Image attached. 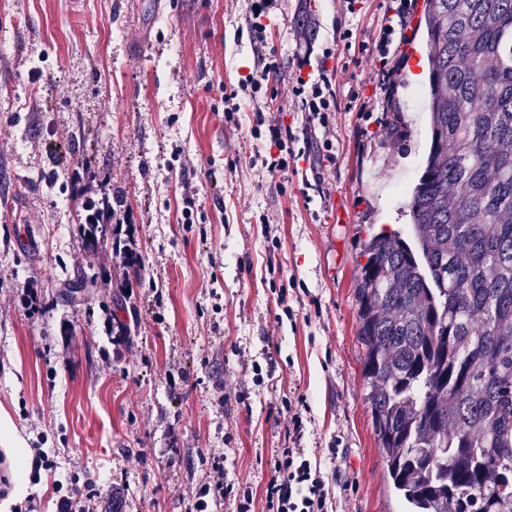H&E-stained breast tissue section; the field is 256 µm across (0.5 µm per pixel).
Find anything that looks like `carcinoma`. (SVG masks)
Returning <instances> with one entry per match:
<instances>
[{
	"mask_svg": "<svg viewBox=\"0 0 512 512\" xmlns=\"http://www.w3.org/2000/svg\"><path fill=\"white\" fill-rule=\"evenodd\" d=\"M431 140L412 239L364 242L356 296L367 404L411 512H512V0H425ZM82 246L108 243L84 205ZM82 271L74 297L91 287Z\"/></svg>",
	"mask_w": 512,
	"mask_h": 512,
	"instance_id": "1",
	"label": "carcinoma"
}]
</instances>
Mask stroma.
I'll return each mask as SVG.
<instances>
[{
    "instance_id": "35a3bbf8",
    "label": "stroma",
    "mask_w": 512,
    "mask_h": 512,
    "mask_svg": "<svg viewBox=\"0 0 512 512\" xmlns=\"http://www.w3.org/2000/svg\"><path fill=\"white\" fill-rule=\"evenodd\" d=\"M250 5L0 0V512L64 496L188 512L218 456L262 512L297 398L328 512H401L366 404L356 273L372 227L406 230L429 150L424 0L385 63L393 0H274L263 45ZM272 53L275 93L226 122L225 89ZM322 68L324 126L291 92ZM258 112L299 137L285 170L259 161L275 148L250 132ZM107 195L139 278L111 247L82 248L83 204ZM81 271L95 283L66 301Z\"/></svg>"
}]
</instances>
